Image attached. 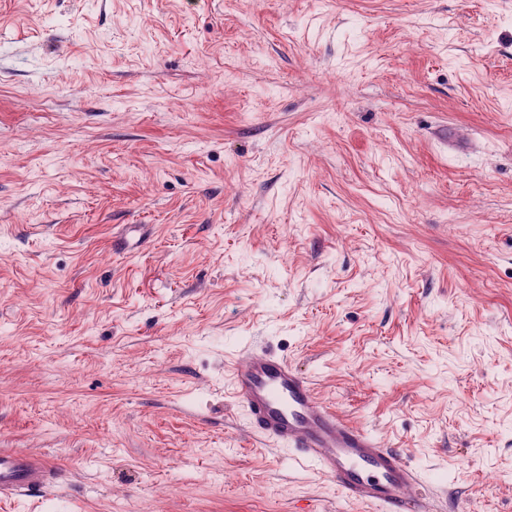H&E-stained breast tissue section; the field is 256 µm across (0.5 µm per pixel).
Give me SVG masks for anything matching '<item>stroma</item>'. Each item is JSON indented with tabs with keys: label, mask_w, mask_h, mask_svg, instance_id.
Instances as JSON below:
<instances>
[{
	"label": "stroma",
	"mask_w": 512,
	"mask_h": 512,
	"mask_svg": "<svg viewBox=\"0 0 512 512\" xmlns=\"http://www.w3.org/2000/svg\"><path fill=\"white\" fill-rule=\"evenodd\" d=\"M282 355L445 512H512V0H0V512H381L253 434ZM59 477L57 464L44 456L0 449V502L45 491Z\"/></svg>",
	"instance_id": "1"
}]
</instances>
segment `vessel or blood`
Here are the masks:
<instances>
[{
    "instance_id": "vessel-or-blood-1",
    "label": "vessel or blood",
    "mask_w": 512,
    "mask_h": 512,
    "mask_svg": "<svg viewBox=\"0 0 512 512\" xmlns=\"http://www.w3.org/2000/svg\"><path fill=\"white\" fill-rule=\"evenodd\" d=\"M229 383L252 432L286 444L297 463L329 477L345 500L374 504L382 512H438L402 453L321 402L287 358L241 348ZM59 477L57 464L46 457L0 449V502L45 491Z\"/></svg>"
}]
</instances>
